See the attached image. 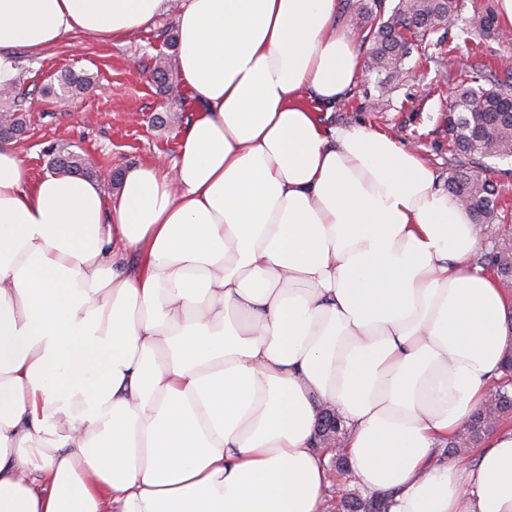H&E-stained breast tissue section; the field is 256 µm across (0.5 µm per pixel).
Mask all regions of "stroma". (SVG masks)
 <instances>
[{
	"instance_id": "35a3bbf8",
	"label": "stroma",
	"mask_w": 512,
	"mask_h": 512,
	"mask_svg": "<svg viewBox=\"0 0 512 512\" xmlns=\"http://www.w3.org/2000/svg\"><path fill=\"white\" fill-rule=\"evenodd\" d=\"M175 34V13L168 9L154 25L120 43L70 35L42 55H22L16 86L26 97L27 129L17 148L31 176L47 173L43 150L53 142L88 158L111 197L117 190L108 183L110 171L122 172L159 158L173 161L181 136L195 116L196 102L179 81L173 93H165L154 82L152 69L158 57L175 55L171 45ZM472 61L465 45L447 64L412 55L405 62L407 77L393 83L376 111L369 99L378 93V77L360 72L347 97L333 108L320 109L317 117L327 128L356 125L393 136L425 157L437 187L446 188L450 157L446 118L454 87L447 76L469 72ZM69 69L92 75L93 89L76 99L46 94V87L57 85ZM176 95L183 100L177 119L155 125L154 116L168 113Z\"/></svg>"
}]
</instances>
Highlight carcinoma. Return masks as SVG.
I'll return each mask as SVG.
<instances>
[{"instance_id":"1","label":"carcinoma","mask_w":512,"mask_h":512,"mask_svg":"<svg viewBox=\"0 0 512 512\" xmlns=\"http://www.w3.org/2000/svg\"><path fill=\"white\" fill-rule=\"evenodd\" d=\"M355 19L359 21L362 41L368 45L367 67L381 76L379 95L387 92L391 83L407 74L404 61L413 51L422 50L423 56L435 62L439 57L426 53L431 47L445 45L446 36L436 42L429 37L459 19V38L469 43L476 35L499 32L496 11L485 6L468 18H459L460 0H397L390 15H385L383 0H351ZM504 78H496L491 87L473 86L474 80L457 79L453 102L448 108V142L454 163L448 168V192L464 202V206L480 223H491L501 210L499 190L492 181L480 177L474 167L484 158L512 157V68L503 70ZM153 79L167 87L173 79L172 62L168 58L156 60ZM60 86L71 98H78L93 86V77L84 71L69 70L61 76ZM18 98L6 96L3 111L15 113L5 136L22 133L25 119L19 113ZM51 172L94 178L97 171L80 154L64 145H50ZM482 263L497 271L501 279L512 280V246L502 243L481 257ZM512 413V392L501 384L488 391L483 407L468 420L457 438L448 442V452L459 454L478 446L500 422ZM343 420L333 411L321 412L315 432V445L339 437ZM336 512H386L381 495L363 496L349 492L336 501Z\"/></svg>"}]
</instances>
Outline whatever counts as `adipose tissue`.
Masks as SVG:
<instances>
[{
    "label": "adipose tissue",
    "mask_w": 512,
    "mask_h": 512,
    "mask_svg": "<svg viewBox=\"0 0 512 512\" xmlns=\"http://www.w3.org/2000/svg\"><path fill=\"white\" fill-rule=\"evenodd\" d=\"M165 3L0 0V85ZM337 10L180 0L199 108L116 197L0 142V512H322V406L389 512H512V424L442 452L503 375L512 293L416 152L318 120L361 68Z\"/></svg>",
    "instance_id": "1"
}]
</instances>
